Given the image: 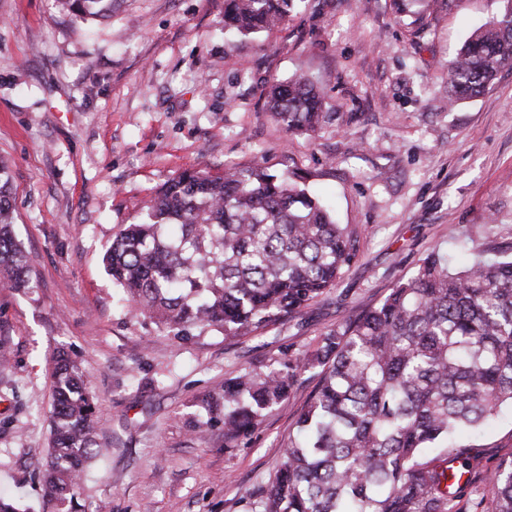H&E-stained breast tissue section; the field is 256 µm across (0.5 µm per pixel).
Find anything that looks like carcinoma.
<instances>
[{
    "label": "carcinoma",
    "instance_id": "1",
    "mask_svg": "<svg viewBox=\"0 0 512 512\" xmlns=\"http://www.w3.org/2000/svg\"><path fill=\"white\" fill-rule=\"evenodd\" d=\"M105 17L113 0H58ZM294 0H224V28L255 34L284 22ZM512 65V0L448 62V104L484 93ZM273 118L313 135L335 120L305 78L274 82ZM8 167L0 162V284L34 287L13 230ZM359 231L288 173L237 167L185 170L146 218L113 240L105 263L131 313L165 336L196 328L244 336L307 306L357 256ZM320 386L288 438L255 512H448L469 458L454 439L512 408V256L463 270L431 251L377 305L329 329L312 354L243 371L204 394L202 426L234 440L288 396L312 368ZM50 452L41 481L58 512H79L72 490L92 458L95 404L85 372L54 359ZM497 512H512V463L489 479Z\"/></svg>",
    "mask_w": 512,
    "mask_h": 512
}]
</instances>
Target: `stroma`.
<instances>
[{
    "mask_svg": "<svg viewBox=\"0 0 512 512\" xmlns=\"http://www.w3.org/2000/svg\"><path fill=\"white\" fill-rule=\"evenodd\" d=\"M505 0H297L281 26L242 37L224 0H115L84 20L56 0H0V159L35 286L0 287V493L51 512L40 482L52 358L87 372L97 446L82 512H251L319 385L311 371L234 441L198 427L199 396L241 371L312 353L439 248L467 266L512 249V66L447 106L446 67ZM305 76L341 118L291 133L270 83ZM259 165L301 176L358 254L336 286L245 336L185 341L134 317L103 256L178 173ZM471 482L454 512H495L487 478L512 461V410L463 433Z\"/></svg>",
    "mask_w": 512,
    "mask_h": 512,
    "instance_id": "stroma-1",
    "label": "stroma"
}]
</instances>
